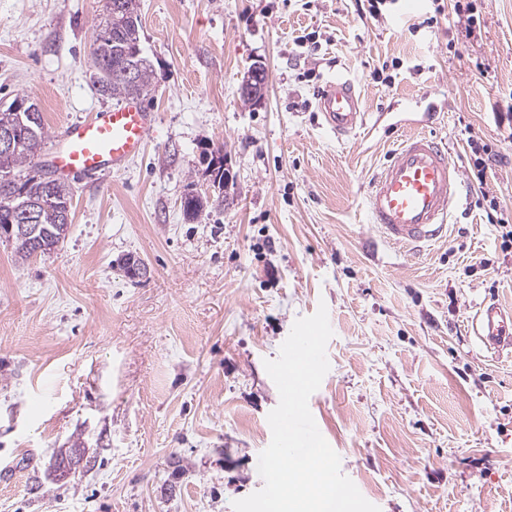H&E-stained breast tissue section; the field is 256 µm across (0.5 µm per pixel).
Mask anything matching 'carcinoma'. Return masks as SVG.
<instances>
[{"mask_svg": "<svg viewBox=\"0 0 512 512\" xmlns=\"http://www.w3.org/2000/svg\"><path fill=\"white\" fill-rule=\"evenodd\" d=\"M111 2L106 0L100 30L94 41L97 90L101 95L112 98L146 95L155 86V72L144 55L138 54L137 47L128 43L126 33L112 29ZM120 59L136 65L137 83L132 88L112 80V65ZM23 103L24 99H17L5 111H0V125H19V118L25 114L21 109ZM46 139L48 133L44 123L27 122L20 130L21 145L7 156L0 155V174L9 176L8 187L0 189V236L7 235V226L18 211L32 202H40L41 231L52 238L53 243L60 241L57 210L72 197L66 185L53 194L46 192L49 172L37 162Z\"/></svg>", "mask_w": 512, "mask_h": 512, "instance_id": "cac0c4a2", "label": "carcinoma"}]
</instances>
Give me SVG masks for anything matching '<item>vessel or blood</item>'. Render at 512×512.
Instances as JSON below:
<instances>
[{"instance_id":"1","label":"vessel or blood","mask_w":512,"mask_h":512,"mask_svg":"<svg viewBox=\"0 0 512 512\" xmlns=\"http://www.w3.org/2000/svg\"><path fill=\"white\" fill-rule=\"evenodd\" d=\"M316 109L326 128L339 136L364 123L360 94L345 77L318 92ZM155 121V113L136 101L92 112L63 125L44 160L69 177L120 168L145 151ZM462 194V176L447 147L437 138L408 134L393 146L368 187V219L386 242L417 255L446 238L450 212ZM468 333L481 350L496 355L512 350V307L480 304Z\"/></svg>"}]
</instances>
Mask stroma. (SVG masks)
Instances as JSON below:
<instances>
[{
	"mask_svg": "<svg viewBox=\"0 0 512 512\" xmlns=\"http://www.w3.org/2000/svg\"><path fill=\"white\" fill-rule=\"evenodd\" d=\"M467 39L432 0H140L156 124L119 171L70 179L49 254L0 240V512H233L260 490L279 403L264 362L326 305L330 369L309 398L341 471L380 512H512V355L466 325L512 304V253L482 193L512 216V0H473ZM104 0H0V111L26 96L49 134L115 106L94 83ZM309 43H299L302 34ZM264 65L263 103L239 92ZM350 78L366 124L339 138L315 95ZM507 154L468 188L445 240L412 256L368 222L367 186L401 135ZM232 175L212 201L206 154ZM189 192L209 196L195 220ZM138 257L146 277L129 279ZM79 446L91 467L56 480ZM87 461L83 448H69L64 455H57L52 462V470L56 478L66 477L73 469L80 467Z\"/></svg>",
	"mask_w": 512,
	"mask_h": 512,
	"instance_id": "stroma-1",
	"label": "stroma"
}]
</instances>
